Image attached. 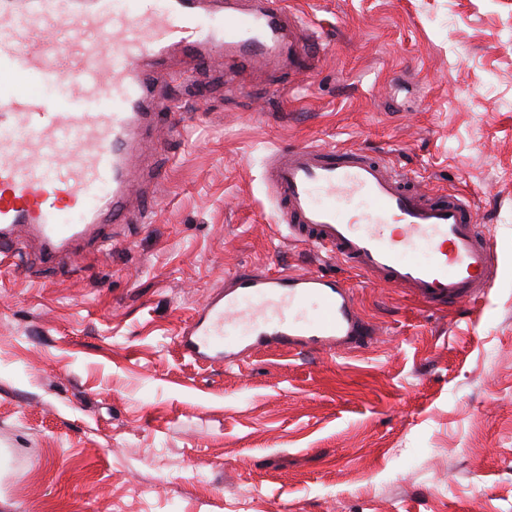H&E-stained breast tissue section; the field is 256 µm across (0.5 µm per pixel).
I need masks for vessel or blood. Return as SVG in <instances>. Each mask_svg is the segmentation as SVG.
<instances>
[{
    "label": "vessel or blood",
    "mask_w": 512,
    "mask_h": 512,
    "mask_svg": "<svg viewBox=\"0 0 512 512\" xmlns=\"http://www.w3.org/2000/svg\"><path fill=\"white\" fill-rule=\"evenodd\" d=\"M173 48L194 68L223 54L230 83L243 64L301 70L316 60L313 37L279 0H0L1 253L25 235L47 265L83 243L109 245L140 142L180 125L159 81ZM30 74L44 90L17 88ZM265 179L289 239L438 310L487 295L497 258L465 197L422 193L366 151L316 145L271 152ZM375 334L335 278L242 268L178 343L192 357L237 362L262 345L349 353Z\"/></svg>",
    "instance_id": "1"
}]
</instances>
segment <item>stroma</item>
<instances>
[{
    "instance_id": "35a3bbf8",
    "label": "stroma",
    "mask_w": 512,
    "mask_h": 512,
    "mask_svg": "<svg viewBox=\"0 0 512 512\" xmlns=\"http://www.w3.org/2000/svg\"><path fill=\"white\" fill-rule=\"evenodd\" d=\"M315 66L184 78L111 247L0 257V512H512V0H282ZM363 149L465 196L498 258L485 299L429 309L289 241L279 146ZM333 273L369 348L198 362L176 336L236 269Z\"/></svg>"
}]
</instances>
